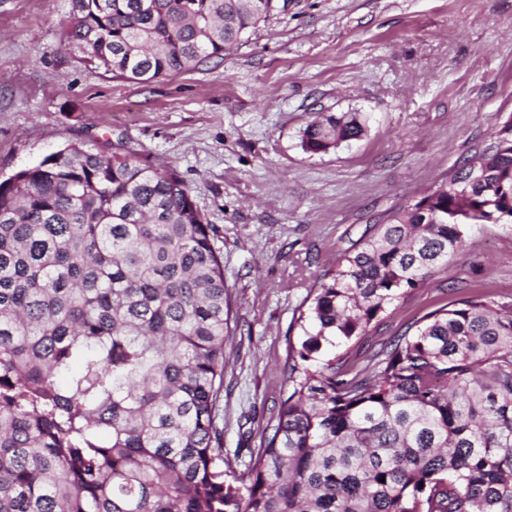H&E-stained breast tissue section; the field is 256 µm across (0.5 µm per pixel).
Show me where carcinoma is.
<instances>
[{
	"label": "carcinoma",
	"mask_w": 512,
	"mask_h": 512,
	"mask_svg": "<svg viewBox=\"0 0 512 512\" xmlns=\"http://www.w3.org/2000/svg\"><path fill=\"white\" fill-rule=\"evenodd\" d=\"M277 0H68L67 43L139 82L224 58ZM324 115L302 144L366 131ZM310 288L288 396L224 470V264L170 166L70 144L0 182V512H512V296L473 292L360 364L373 321L512 224V125Z\"/></svg>",
	"instance_id": "1"
}]
</instances>
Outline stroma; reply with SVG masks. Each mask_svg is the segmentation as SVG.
I'll return each mask as SVG.
<instances>
[{"label":"stroma","instance_id":"stroma-1","mask_svg":"<svg viewBox=\"0 0 512 512\" xmlns=\"http://www.w3.org/2000/svg\"><path fill=\"white\" fill-rule=\"evenodd\" d=\"M67 11L0 0V182L73 143H120L185 180L224 261L219 424L242 473L287 393L310 285L512 115V0H280L223 59L147 84L67 44ZM340 112L367 116L365 135L304 150L314 116ZM469 238L371 325L363 355L459 296L512 294V224Z\"/></svg>","mask_w":512,"mask_h":512}]
</instances>
